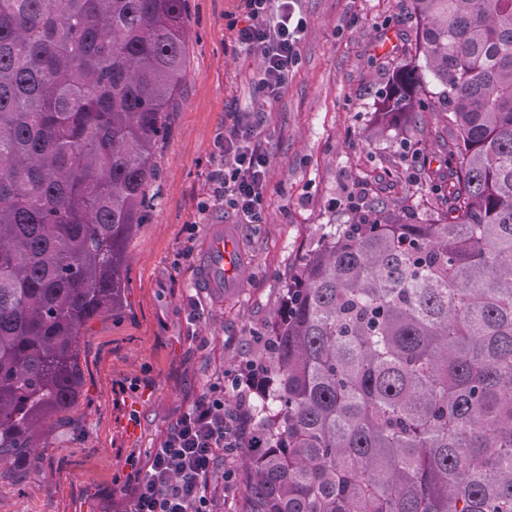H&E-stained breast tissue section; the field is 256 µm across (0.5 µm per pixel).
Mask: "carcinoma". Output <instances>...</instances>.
<instances>
[{"instance_id": "1", "label": "carcinoma", "mask_w": 512, "mask_h": 512, "mask_svg": "<svg viewBox=\"0 0 512 512\" xmlns=\"http://www.w3.org/2000/svg\"><path fill=\"white\" fill-rule=\"evenodd\" d=\"M415 2L381 131L446 113L442 209L332 224L288 273L247 512H512V0ZM190 39L188 0H0V460L46 446L126 302Z\"/></svg>"}]
</instances>
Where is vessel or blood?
Segmentation results:
<instances>
[{
	"label": "vessel or blood",
	"mask_w": 512,
	"mask_h": 512,
	"mask_svg": "<svg viewBox=\"0 0 512 512\" xmlns=\"http://www.w3.org/2000/svg\"><path fill=\"white\" fill-rule=\"evenodd\" d=\"M246 277L247 267L236 226L221 222L211 225L197 274L198 287L232 297L243 288Z\"/></svg>",
	"instance_id": "obj_1"
}]
</instances>
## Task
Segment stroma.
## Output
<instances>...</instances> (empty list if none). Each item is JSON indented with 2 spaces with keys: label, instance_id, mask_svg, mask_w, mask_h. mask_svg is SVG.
I'll return each instance as SVG.
<instances>
[{
  "label": "stroma",
  "instance_id": "1",
  "mask_svg": "<svg viewBox=\"0 0 512 512\" xmlns=\"http://www.w3.org/2000/svg\"><path fill=\"white\" fill-rule=\"evenodd\" d=\"M239 0H189L187 76L160 146L158 201L127 243L125 307L93 321L82 349L85 389L70 421L22 467H0V512H122L115 480L145 456L218 375L254 356V335L276 308L288 273L325 232L346 223L350 200L425 214L401 162V142L425 149L444 133L421 112L400 135L376 138L382 97L416 54L414 0H299L307 21L297 65L272 107L254 83L257 57L233 53L228 25ZM264 112L270 160L264 219L249 224L209 197L214 143L237 112ZM237 225L249 268L232 299L196 287L208 227Z\"/></svg>",
  "mask_w": 512,
  "mask_h": 512
}]
</instances>
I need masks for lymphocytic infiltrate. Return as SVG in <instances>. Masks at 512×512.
<instances>
[{"mask_svg":"<svg viewBox=\"0 0 512 512\" xmlns=\"http://www.w3.org/2000/svg\"><path fill=\"white\" fill-rule=\"evenodd\" d=\"M298 0H241L244 23L234 30L236 50L257 56L256 89L274 102L285 89L298 59L306 20ZM262 115L237 112L215 143L218 165L209 177L215 197L247 223L262 220L269 160L259 137ZM260 375L247 382L216 379L207 393L184 411L159 447L145 459H130L123 480L125 512H216L220 498L238 486L237 461L244 450L263 447L255 433L250 395Z\"/></svg>","mask_w":512,"mask_h":512,"instance_id":"1","label":"lymphocytic infiltrate"}]
</instances>
